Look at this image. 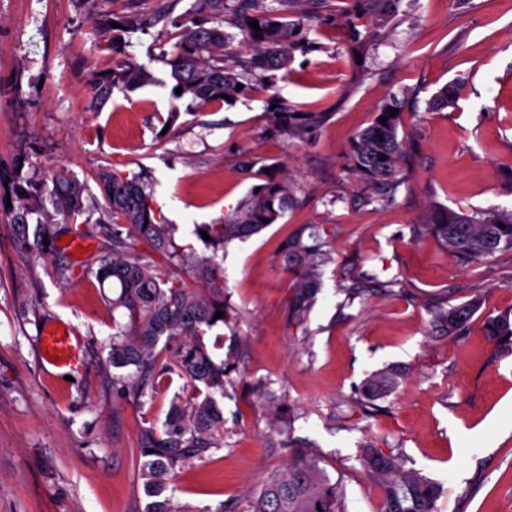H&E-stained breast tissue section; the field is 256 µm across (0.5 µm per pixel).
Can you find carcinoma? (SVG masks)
<instances>
[{
	"label": "carcinoma",
	"instance_id": "obj_1",
	"mask_svg": "<svg viewBox=\"0 0 512 512\" xmlns=\"http://www.w3.org/2000/svg\"><path fill=\"white\" fill-rule=\"evenodd\" d=\"M275 2L279 6H268L265 0H236L238 7L232 8L229 0H195L194 17L178 22L182 26L180 40L165 59L173 88H182L176 98L188 101L187 110L224 103L225 94L235 100L250 89L249 84L242 83L241 74L224 62L234 39L224 30L227 12L241 35L240 47L250 54L254 79L263 80L268 72L290 71L293 53L300 44L301 22L288 18L280 8L287 0ZM252 21L258 22L260 29H254ZM113 22L120 27H112ZM151 23L152 19L135 11L98 19L99 32L112 51V66L89 75L90 108L104 107L115 88L135 90L157 83L145 66L121 57L123 34L143 30ZM240 83L243 89L238 91ZM454 100V86L445 85L433 95L430 107L443 110ZM392 107V103L382 105L372 122L353 137L349 149L352 170L367 179L377 197L387 202L394 200L399 164L410 148L409 137L399 135L402 113L389 115ZM275 112L273 131L302 142L328 119L326 112H291L286 107H277ZM382 118L386 123L380 122ZM23 166L25 162L18 160L9 173L0 169V215L13 225L26 250L41 252L65 235L75 239L87 236L89 231L81 225L90 224L97 210V223L112 222V249L95 258V277L100 287L112 289V295L106 297L112 309H120L128 317V322L113 333L106 358L114 369L136 370L126 385L128 396L139 399L145 395L164 369L165 357L187 379L191 393L173 395L163 430L149 427L138 439L142 458L139 476L147 498L144 512H174L166 492L176 469L224 444L221 399L230 397L227 386L232 384L231 374L240 361L239 349L224 351L223 330L231 324L224 277L218 275L213 258L187 253L176 242L177 225L157 216L152 193L140 177L129 178L108 168L97 171L94 182L104 201L100 207L88 183L66 169H58L48 187L31 176H22ZM258 177L260 182L251 187L233 218L222 224L195 225V235L203 230L211 237L207 246L213 252L279 223L292 205L293 189L278 167L263 165ZM424 226L461 262L512 251V210L494 209L475 216L435 207ZM323 230L321 225L308 224L280 248L283 265L294 275L289 309L290 320L297 325L304 323L315 303L323 268L335 262L334 251L322 237ZM139 245L143 250H136ZM160 259L189 266L202 287L191 288L180 277L159 275ZM479 307L477 299L440 307L434 318L454 335L468 325ZM218 311L224 316L216 320ZM485 330L498 345L512 349L511 314L487 316ZM209 332L216 333L210 346L204 341ZM397 378L393 368L369 375L356 387L360 411L367 414L374 409V401L391 392ZM276 408L269 418L270 429L290 433V412L279 404ZM361 457L382 488V512H438L442 496L439 483L417 470L403 468L396 456L376 446L362 447ZM321 463L315 454L292 458L266 477L246 512H346L340 481L332 479Z\"/></svg>",
	"mask_w": 512,
	"mask_h": 512
}]
</instances>
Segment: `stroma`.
Returning a JSON list of instances; mask_svg holds the SVG:
<instances>
[{
    "mask_svg": "<svg viewBox=\"0 0 512 512\" xmlns=\"http://www.w3.org/2000/svg\"><path fill=\"white\" fill-rule=\"evenodd\" d=\"M162 2L0 0V168L24 155V174L46 182L60 166L87 180L101 168L144 173L153 207L199 256L209 250L195 225L223 221L254 183L240 153L287 168L294 206L227 245L220 262L234 316L224 344L244 356L224 402V444L178 469L175 512H245L269 472L305 453L341 481L347 512H381L382 491L360 459L369 442L440 483L439 512H512V352L483 331L487 316L512 310V252L463 264L421 225L436 205L512 209L503 175L512 166V0H400L382 24L352 0H303L294 11L312 48L296 53L291 73L196 114L163 83L180 31L159 24L124 37L126 56L157 84L114 90L101 111H87V75L112 61L97 17L149 15ZM352 28L379 34L359 59ZM450 83L455 104L431 110ZM401 94L418 135L386 205L351 171L348 152ZM276 101L330 118L311 142L289 141L268 131ZM172 111L175 132L161 136ZM304 224L324 225L336 261L297 325L279 248ZM361 276L379 288L349 293ZM101 293L65 247L26 252L0 218V512H143L139 434L162 426L187 383L170 372L140 399L123 394L105 363L114 327ZM473 298L480 309L465 331L443 333L433 308ZM54 323L78 340L80 365L45 360L42 329ZM387 367L401 378L363 415L355 389ZM267 390L296 416L289 435L268 427Z\"/></svg>",
    "mask_w": 512,
    "mask_h": 512,
    "instance_id": "1",
    "label": "stroma"
}]
</instances>
